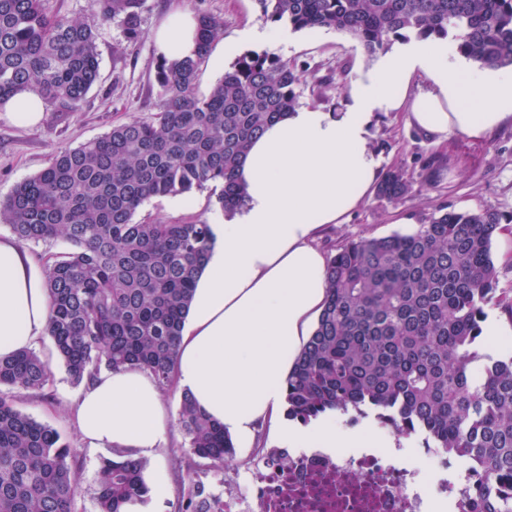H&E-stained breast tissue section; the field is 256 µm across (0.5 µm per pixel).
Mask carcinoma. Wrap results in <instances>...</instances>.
<instances>
[{
	"mask_svg": "<svg viewBox=\"0 0 512 512\" xmlns=\"http://www.w3.org/2000/svg\"><path fill=\"white\" fill-rule=\"evenodd\" d=\"M146 0H94L71 19L48 0H0V102L33 91L77 108L99 75L98 28L120 17L141 35ZM261 18L295 31L327 29L357 39L369 56L394 39L437 37L479 68H512V0H257ZM192 57L158 59L159 112L58 151L49 165L0 202V222L21 245L62 240L47 283L48 333L77 385L102 369L138 367L163 390L174 384L175 353L196 280L214 245L211 225L136 222L153 197L220 187L232 213L245 202L242 157L265 127L296 107L300 74L266 52L240 55L209 93L196 78L223 21L198 16ZM414 192L405 170L389 171L377 194ZM503 215L442 207L411 233L359 238L327 264L328 294L313 334L287 380L288 417L374 414L400 435L463 459L478 494L465 512H512V354L482 352L487 307L512 325V297L498 295L492 245ZM49 364L31 350L0 356V512H75L80 495L73 450L57 431L16 409L10 390L41 391ZM7 391H1V388ZM178 426L187 441L178 472L195 459L220 472L231 437L188 395ZM149 461L115 449L96 473L98 512H124L149 493ZM181 512H224L197 486Z\"/></svg>",
	"mask_w": 512,
	"mask_h": 512,
	"instance_id": "cac0c4a2",
	"label": "carcinoma"
}]
</instances>
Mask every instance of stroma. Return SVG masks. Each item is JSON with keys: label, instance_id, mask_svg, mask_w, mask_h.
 Instances as JSON below:
<instances>
[{"label": "stroma", "instance_id": "stroma-1", "mask_svg": "<svg viewBox=\"0 0 512 512\" xmlns=\"http://www.w3.org/2000/svg\"><path fill=\"white\" fill-rule=\"evenodd\" d=\"M177 9L223 19V33L213 42L212 52H219L230 42L244 52L256 50L249 32L264 26L256 0H147L141 36L136 40L129 38L121 19L103 25L97 38L99 79L78 109L60 112L53 105H45L44 119L35 127L0 119V200L6 199L18 183L45 168L57 151L99 138L112 126L149 120L157 114L153 34ZM275 54L300 72L299 105L333 113L344 108L350 80L372 62L352 36L325 29L291 33ZM370 144L381 160L382 171L403 168L416 187L415 193L393 202L370 196L345 223L326 228L317 240L318 247L330 256L352 239L409 232L444 205L459 211L495 209L511 218L495 239L492 255L498 288L512 297V261L503 257L512 249V126H503L483 139L455 133L438 143L411 124L406 113L381 112L372 121ZM216 195L210 187L193 191L188 205L179 210L170 209L168 198L157 197L145 203L136 218L168 224L188 220L220 224L225 214L215 203ZM36 352L50 363V381L37 393L12 391V402L23 413L54 428L73 448L81 483L76 512H96L94 479L101 459L111 456L112 451L92 449L81 441L71 412L80 388L70 381L51 340H43ZM254 454L251 448L237 449L234 459L220 472L199 461L197 475L207 491L223 493L225 478H249L245 464Z\"/></svg>", "mask_w": 512, "mask_h": 512}]
</instances>
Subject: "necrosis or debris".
Wrapping results in <instances>:
<instances>
[{
	"instance_id": "obj_1",
	"label": "necrosis or debris",
	"mask_w": 512,
	"mask_h": 512,
	"mask_svg": "<svg viewBox=\"0 0 512 512\" xmlns=\"http://www.w3.org/2000/svg\"><path fill=\"white\" fill-rule=\"evenodd\" d=\"M463 469L435 448H272L224 512H460Z\"/></svg>"
}]
</instances>
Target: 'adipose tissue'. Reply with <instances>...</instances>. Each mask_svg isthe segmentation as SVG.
<instances>
[{
    "instance_id": "obj_1",
    "label": "adipose tissue",
    "mask_w": 512,
    "mask_h": 512,
    "mask_svg": "<svg viewBox=\"0 0 512 512\" xmlns=\"http://www.w3.org/2000/svg\"><path fill=\"white\" fill-rule=\"evenodd\" d=\"M197 17L176 11L155 33L167 59L192 55ZM378 112H405L423 132L488 136L512 122V73L471 70L442 40L401 43L378 55L346 89L342 112L302 106L270 125L245 156L246 201L213 225L214 246L179 339L175 387L250 448L272 424L284 448H394L395 432L302 424L285 409L286 382L327 296V258L315 245L373 193L381 163L370 147ZM47 269L10 237L0 238V356L48 335ZM88 447L150 457L168 441L166 404L141 368L100 372L73 407Z\"/></svg>"
}]
</instances>
